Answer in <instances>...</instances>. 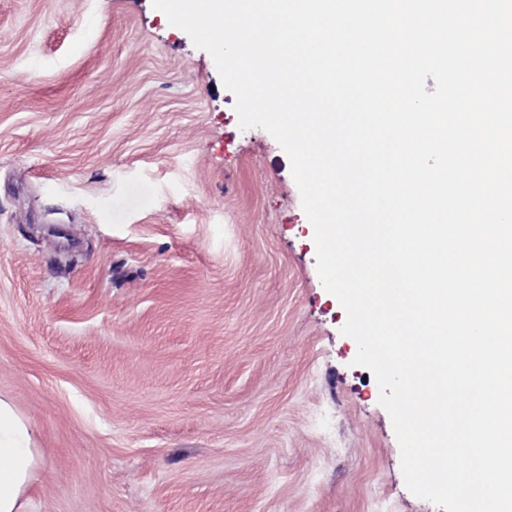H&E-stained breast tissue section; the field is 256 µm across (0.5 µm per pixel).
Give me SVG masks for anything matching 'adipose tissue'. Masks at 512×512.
<instances>
[{
  "label": "adipose tissue",
  "mask_w": 512,
  "mask_h": 512,
  "mask_svg": "<svg viewBox=\"0 0 512 512\" xmlns=\"http://www.w3.org/2000/svg\"><path fill=\"white\" fill-rule=\"evenodd\" d=\"M39 465L33 428L0 398V512H24Z\"/></svg>",
  "instance_id": "1"
}]
</instances>
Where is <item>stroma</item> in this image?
<instances>
[{
	"instance_id": "35a3bbf8",
	"label": "stroma",
	"mask_w": 512,
	"mask_h": 512,
	"mask_svg": "<svg viewBox=\"0 0 512 512\" xmlns=\"http://www.w3.org/2000/svg\"><path fill=\"white\" fill-rule=\"evenodd\" d=\"M286 153L153 0H0V397L25 512H443ZM39 465L33 428L0 397V512H24Z\"/></svg>"
}]
</instances>
